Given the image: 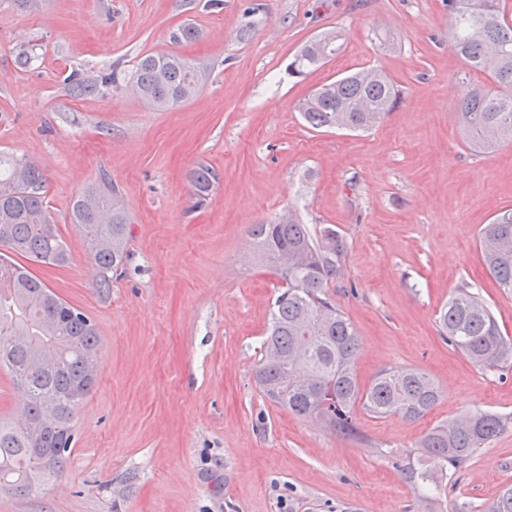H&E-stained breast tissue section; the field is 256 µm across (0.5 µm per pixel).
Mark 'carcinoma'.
I'll return each instance as SVG.
<instances>
[{"mask_svg": "<svg viewBox=\"0 0 512 512\" xmlns=\"http://www.w3.org/2000/svg\"><path fill=\"white\" fill-rule=\"evenodd\" d=\"M21 13H39L46 0H9ZM448 33L465 66L490 83L471 90L459 105V119L470 147L491 152L512 139V22L499 0H448ZM340 35L324 33L306 43L289 66L301 74L336 56ZM124 83L149 106L166 110L194 96L202 75L177 52L142 56L130 74L78 77L73 94L94 93L100 86ZM400 96L381 70L363 69L325 83L302 104L304 122L313 129L367 131L393 111ZM214 180L207 167L194 171L193 206L202 204ZM71 221L80 226L95 269L94 285H112V271L128 259L130 216L117 186L90 187L74 197ZM11 243L0 252V368L13 384L25 387L22 419L0 421V491L27 492L60 476L73 449L74 418L93 390L88 366L98 361L100 337L84 312L55 294L34 266L62 267L69 248L50 220L45 176L24 157L0 155V232ZM252 256L271 268L281 291L261 346L255 380L274 404L307 421H319L344 437L360 434L357 412L373 418L417 420L439 401L436 383L415 368H387L370 382L357 372L359 338L328 289L341 270L345 242L331 227L314 232L288 210L253 225ZM483 264L499 287L512 292V212L485 225L479 236ZM288 263L280 264L282 256ZM442 336L483 370L512 367V337L502 334L488 306L461 289L439 313ZM52 323L55 337H43ZM13 336H29L12 345ZM59 400L60 419L44 427L45 398ZM512 427V416L475 412L442 421L422 438L420 450L456 470L481 446ZM485 512H512V487L503 489Z\"/></svg>", "mask_w": 512, "mask_h": 512, "instance_id": "1", "label": "carcinoma"}]
</instances>
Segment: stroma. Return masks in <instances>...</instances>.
<instances>
[{
  "instance_id": "obj_1",
  "label": "stroma",
  "mask_w": 512,
  "mask_h": 512,
  "mask_svg": "<svg viewBox=\"0 0 512 512\" xmlns=\"http://www.w3.org/2000/svg\"><path fill=\"white\" fill-rule=\"evenodd\" d=\"M184 25L197 41H172ZM332 29L344 39L336 57L289 75L299 49ZM24 49L35 62L21 70ZM161 50L204 73L171 109L112 86L69 91L71 75L127 71ZM369 67L400 93L378 126L304 125L299 106L316 88ZM1 72L0 152L42 158L70 248L66 266L37 272L94 321L101 347L65 474L0 493V512H484L512 485V428L455 472L417 451L437 422L512 414V369L474 367L437 320L466 288L512 336V293L478 247L481 227L512 212V140L489 154L467 143L457 106L485 77L449 51L446 0H50L30 15L0 5ZM202 165L215 178L196 209ZM105 176L132 223L129 259L100 293L70 205ZM288 209L345 241L330 295L359 336L361 380L412 367L439 385L422 419L364 416L347 439L263 397L254 371L280 282L250 257L248 230ZM410 466L428 469L436 496L414 488Z\"/></svg>"
}]
</instances>
